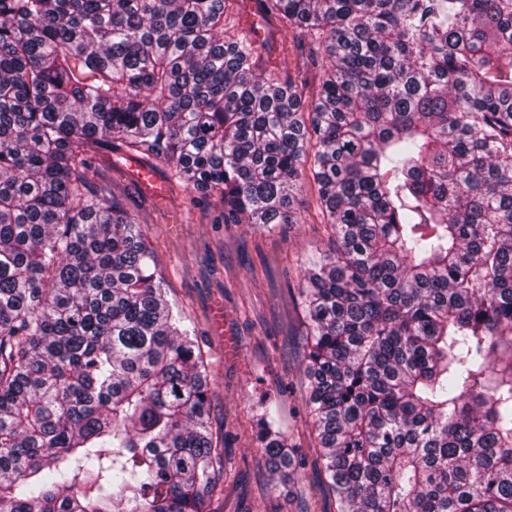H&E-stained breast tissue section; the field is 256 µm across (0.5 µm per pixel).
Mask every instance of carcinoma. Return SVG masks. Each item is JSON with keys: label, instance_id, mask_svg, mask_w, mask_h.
<instances>
[{"label": "carcinoma", "instance_id": "1", "mask_svg": "<svg viewBox=\"0 0 512 512\" xmlns=\"http://www.w3.org/2000/svg\"><path fill=\"white\" fill-rule=\"evenodd\" d=\"M227 0H0V512H213L211 372L99 153L307 260L309 413L337 512H512V0H258L322 62L262 78ZM272 479L298 475L256 405Z\"/></svg>", "mask_w": 512, "mask_h": 512}]
</instances>
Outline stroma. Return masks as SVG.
<instances>
[{
	"instance_id": "1",
	"label": "stroma",
	"mask_w": 512,
	"mask_h": 512,
	"mask_svg": "<svg viewBox=\"0 0 512 512\" xmlns=\"http://www.w3.org/2000/svg\"><path fill=\"white\" fill-rule=\"evenodd\" d=\"M224 28L262 42L258 75L285 77L302 62L279 26L260 16L256 0H230ZM139 168L135 161L118 164L105 176L128 212L142 220L167 298L201 338L213 375V439L224 449V489L214 512H336L303 375L309 318L299 291L307 258L332 235L314 186L305 185L299 196V223L267 231L225 223L217 201L202 203L201 192L185 188L163 164L154 175L166 193L157 196L142 183ZM217 304L224 308L218 325L211 319ZM264 395L278 400L286 447L308 456L299 479L285 487L271 482L253 434L255 405Z\"/></svg>"
}]
</instances>
